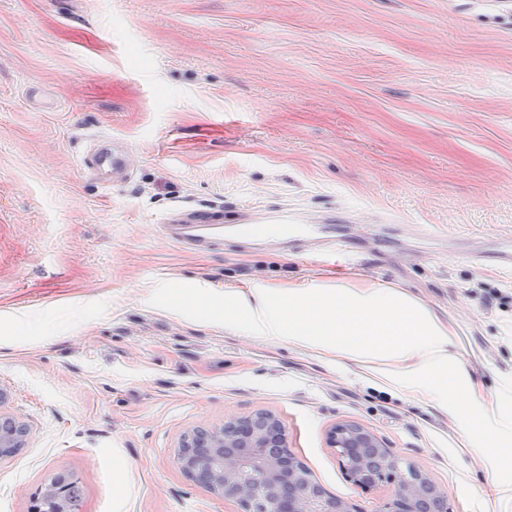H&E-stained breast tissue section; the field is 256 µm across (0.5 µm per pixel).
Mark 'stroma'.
<instances>
[{
    "mask_svg": "<svg viewBox=\"0 0 512 512\" xmlns=\"http://www.w3.org/2000/svg\"><path fill=\"white\" fill-rule=\"evenodd\" d=\"M133 153L104 192L81 157ZM178 208L288 212L306 235L190 253ZM512 0H0V386L29 438L0 512L56 474L78 512H245L191 481L192 428L258 411L330 495L378 512L326 434L355 422L424 469L449 512L499 474L459 416L353 366L271 348L185 295L359 276L454 329L484 392L512 384Z\"/></svg>",
    "mask_w": 512,
    "mask_h": 512,
    "instance_id": "stroma-1",
    "label": "stroma"
}]
</instances>
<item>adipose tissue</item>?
Segmentation results:
<instances>
[{"label": "adipose tissue", "instance_id": "adipose-tissue-1", "mask_svg": "<svg viewBox=\"0 0 512 512\" xmlns=\"http://www.w3.org/2000/svg\"><path fill=\"white\" fill-rule=\"evenodd\" d=\"M186 305L223 315L227 331L351 360L417 400L479 411L496 468L512 470V418L498 414L496 401L482 399L458 363L448 326L405 290L340 280L333 286L231 289L223 300L197 296Z\"/></svg>", "mask_w": 512, "mask_h": 512}]
</instances>
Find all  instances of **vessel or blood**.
<instances>
[{"label":"vessel or blood","mask_w":512,"mask_h":512,"mask_svg":"<svg viewBox=\"0 0 512 512\" xmlns=\"http://www.w3.org/2000/svg\"><path fill=\"white\" fill-rule=\"evenodd\" d=\"M83 167L95 176L103 188H111L116 183H126L131 179L134 164L128 152H115L112 140L108 137L96 139L83 157ZM287 235L288 216L284 213H258L234 229L238 238H264L269 232ZM163 236L184 249L204 253L218 251L224 247L225 226L218 222L215 213L179 209L167 217L161 226Z\"/></svg>","instance_id":"vessel-or-blood-1"}]
</instances>
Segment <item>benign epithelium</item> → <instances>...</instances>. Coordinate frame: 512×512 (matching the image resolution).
Listing matches in <instances>:
<instances>
[{
  "mask_svg": "<svg viewBox=\"0 0 512 512\" xmlns=\"http://www.w3.org/2000/svg\"><path fill=\"white\" fill-rule=\"evenodd\" d=\"M9 391L0 386V460L14 458L26 447L27 426L1 410ZM327 446L336 450L347 477L370 489L380 482L394 484L381 512H422L437 488L428 474L411 465L402 472L398 457L363 426L345 422L330 428ZM178 462L183 472L217 496L233 497L256 512H359L350 502L328 494L310 472L288 452V438L273 416L256 412L230 417L211 428L185 433ZM68 512L64 485L52 480L40 490Z\"/></svg>",
  "mask_w": 512,
  "mask_h": 512,
  "instance_id": "obj_1",
  "label": "benign epithelium"
}]
</instances>
